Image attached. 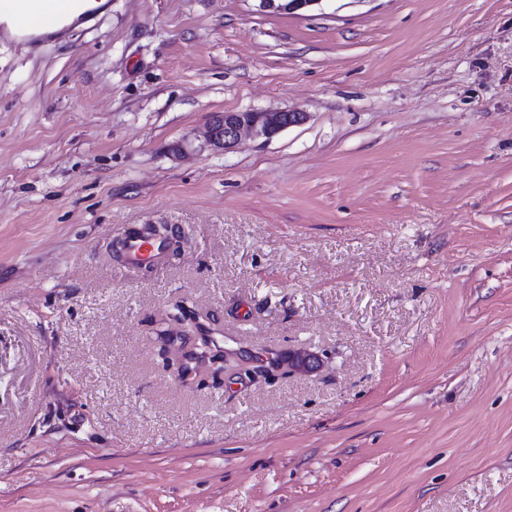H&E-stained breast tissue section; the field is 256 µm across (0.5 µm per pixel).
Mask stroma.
<instances>
[{
    "label": "stroma",
    "instance_id": "stroma-1",
    "mask_svg": "<svg viewBox=\"0 0 512 512\" xmlns=\"http://www.w3.org/2000/svg\"><path fill=\"white\" fill-rule=\"evenodd\" d=\"M178 306L322 366L180 380ZM0 512H512V0L0 29ZM306 118V113L294 110L218 112L209 121L206 145L225 154L234 151L244 135L267 141ZM124 252L129 266H141L153 263L159 248L152 240L130 234L125 238Z\"/></svg>",
    "mask_w": 512,
    "mask_h": 512
}]
</instances>
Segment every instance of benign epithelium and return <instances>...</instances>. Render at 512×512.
<instances>
[{
	"label": "benign epithelium",
	"instance_id": "7a95c632",
	"mask_svg": "<svg viewBox=\"0 0 512 512\" xmlns=\"http://www.w3.org/2000/svg\"><path fill=\"white\" fill-rule=\"evenodd\" d=\"M321 0H259L262 10L294 12L319 4ZM306 120V113L294 110L262 111L248 110L240 112H218L212 115L206 132V145L215 151L224 153L235 150L245 135L270 140L281 132L301 125ZM181 335L196 337V343L190 350L168 347L176 358L177 368L189 364L197 366L211 363L223 364L224 370L245 371L253 377L269 379L276 375L283 366L290 372L308 373L313 370L317 356L299 351L288 359V363L261 353L244 355L232 350H216L204 324L198 319L179 321Z\"/></svg>",
	"mask_w": 512,
	"mask_h": 512
}]
</instances>
